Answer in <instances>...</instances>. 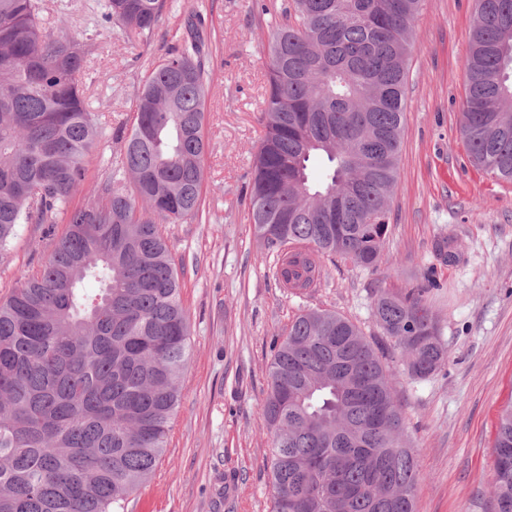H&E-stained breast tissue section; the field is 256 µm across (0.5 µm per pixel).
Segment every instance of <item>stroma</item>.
I'll return each mask as SVG.
<instances>
[{
  "label": "stroma",
  "instance_id": "1",
  "mask_svg": "<svg viewBox=\"0 0 512 512\" xmlns=\"http://www.w3.org/2000/svg\"><path fill=\"white\" fill-rule=\"evenodd\" d=\"M183 0H166L151 38L127 41L118 26L98 28L102 0H43L56 37L86 42L102 35L103 52L85 83L92 111L109 125L130 116L150 72L183 31ZM272 0H205L200 33L209 49L202 204L207 223L164 225L190 321V356L166 454L130 512H269L265 461L271 435L262 406L273 344L292 317L310 308L346 317L393 374L392 393L420 459L416 512H495V429L512 403V182L471 162L459 127L466 81L463 60L474 0H424L413 29L398 179L390 236L376 268L326 261L319 288L292 295L279 288L249 221V166L263 130L265 56ZM122 143L107 135L86 163L82 206L110 171ZM65 224L20 227L0 262V301L20 271L36 272ZM456 263L441 264L444 243ZM441 282L429 302L447 347L445 368L408 377L391 338L377 325L380 292L422 283L428 268Z\"/></svg>",
  "mask_w": 512,
  "mask_h": 512
}]
</instances>
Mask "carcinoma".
Here are the masks:
<instances>
[{"label": "carcinoma", "instance_id": "carcinoma-1", "mask_svg": "<svg viewBox=\"0 0 512 512\" xmlns=\"http://www.w3.org/2000/svg\"><path fill=\"white\" fill-rule=\"evenodd\" d=\"M422 2L264 7L274 23L249 218L276 280L296 294L316 287L324 256L367 268L381 259ZM475 2L460 133L474 164L512 181V0ZM165 5L107 0L105 17L143 40ZM198 20L189 7L187 38L146 79L112 174L72 208L105 128L84 95L97 47L52 36L42 0H0V259L21 225H67L0 303V512H125L165 453L190 331L162 227L204 217ZM427 282L373 306L418 380L447 361ZM391 382L342 315L308 309L289 321L262 409L270 512H414L420 462ZM494 453V501L512 512V403Z\"/></svg>", "mask_w": 512, "mask_h": 512}]
</instances>
